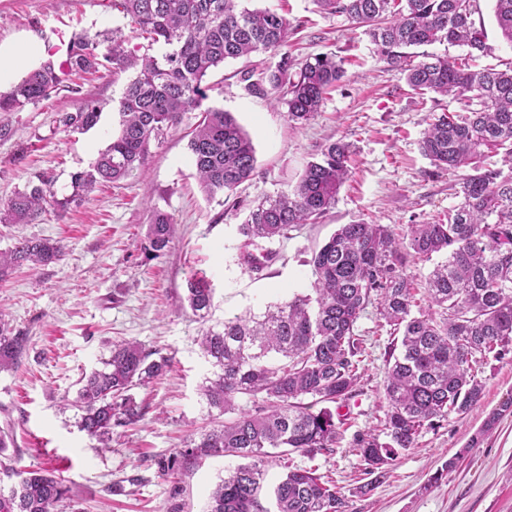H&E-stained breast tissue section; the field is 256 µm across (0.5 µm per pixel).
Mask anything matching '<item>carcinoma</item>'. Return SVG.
I'll use <instances>...</instances> for the list:
<instances>
[{"instance_id":"carcinoma-1","label":"carcinoma","mask_w":512,"mask_h":512,"mask_svg":"<svg viewBox=\"0 0 512 512\" xmlns=\"http://www.w3.org/2000/svg\"><path fill=\"white\" fill-rule=\"evenodd\" d=\"M244 0H111L125 23L88 32L68 42L66 59H48L0 94V114L22 112L50 99L63 83L64 71L81 75L103 70H134L118 103L119 132L92 167L71 176L72 193L56 198L48 180L18 191L0 205V223L35 219L49 206L66 207L99 183H114L140 170L150 143L176 127L183 115L202 110L188 147L196 176L209 197L228 195L256 169L255 149L234 116L202 108L210 86L208 73L228 60L279 52L280 61L261 80L280 93L288 121L303 126L319 111L325 95L345 76L342 62L316 55L295 74L288 44L291 23L271 9H249ZM324 11L345 15L366 28L381 57L405 74L420 93L467 96L466 114L442 113L423 133L421 149L440 170L469 169L456 192L460 202L447 221L410 224L398 239L383 224H342L312 253L311 292L224 320L199 339L203 357L214 367L200 394L225 415L224 423L190 439L186 448L163 462L161 472L185 469L198 459L232 456L243 460L229 471L210 496L209 512H269L262 505L266 467L274 458L299 451L314 457L336 445L338 424L332 406L352 395L360 378L364 348L356 325L376 306L390 335L384 380L386 410L382 443L372 432L355 438L366 473L383 474L399 452L414 447L425 428L452 412L469 411L482 396L474 365L502 357L512 345V67L480 68L478 57L491 51L474 19L477 0H314ZM502 37L512 43V0H494ZM148 41L147 52L126 48L129 38ZM466 46L468 56L422 54L413 49L433 44ZM161 54H150L154 46ZM101 116L93 99L83 100L59 123L70 131H88ZM503 151L502 167L484 165L487 152ZM350 146L329 143L307 163L289 191L248 208L238 225L244 237L240 264L260 273L275 259L270 248L288 231L313 224L328 212L348 181ZM167 214L155 210L145 250L163 254L173 237ZM408 250L421 261L435 254L437 264L424 286L428 309L413 312L415 283L399 270ZM63 246L49 239L21 240L0 253V281L25 262L49 265L61 260ZM213 289L203 277L187 283L185 302L205 318ZM28 337L11 328L0 313V372L15 368L26 353ZM171 359L136 340L112 347L104 368L80 379L76 404L80 429L103 447L112 429L141 417L129 391L167 372ZM251 400L241 408L237 399ZM311 402H303V398ZM323 407L316 408L317 404ZM17 477L0 492V512H52L65 495L53 470L9 469ZM275 512H346V500L332 480L313 469L293 468L273 488Z\"/></svg>"}]
</instances>
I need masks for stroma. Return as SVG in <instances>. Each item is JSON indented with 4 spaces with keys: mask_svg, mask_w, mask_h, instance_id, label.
I'll return each instance as SVG.
<instances>
[{
    "mask_svg": "<svg viewBox=\"0 0 512 512\" xmlns=\"http://www.w3.org/2000/svg\"><path fill=\"white\" fill-rule=\"evenodd\" d=\"M491 51L479 65H512V45L501 36L493 0H479ZM280 8L292 34L287 51L295 62L318 54L343 59L346 75L306 125L289 123L286 108L268 84L250 86L245 72L275 68L279 55L229 61L206 77L207 104L232 113L256 149L253 177L232 199L207 197L199 187L188 149L200 112L186 113L164 138L151 142L135 175L96 188L66 208H47L28 224L0 223V253L21 238H50L64 247L60 261L16 270L0 282V311L29 338L19 366L0 373V431L12 444L0 455V490L13 481L9 468H55L66 494L55 512H207L210 494L233 457H210L172 476L159 463L221 424L199 395L213 367L197 340L225 318L308 293L309 260L342 224H384L403 235L411 224L445 218L457 204L459 173L437 169L420 148L432 116L459 113L464 99L413 91L403 74L381 60L376 45L345 15L320 11L314 0H253ZM109 0H0V48L38 45L41 59L62 60L60 47L73 33L121 25ZM131 72L107 71L75 78L78 92L59 91L21 112L9 113L11 139L0 141V202L49 179L58 197L71 194V176L91 168L119 129L117 104ZM102 106L98 124L66 130L62 113L82 99ZM349 143L351 178L333 208L316 224L290 231L277 243V259L256 274L238 261V226L246 209L293 186L305 165L332 141ZM175 226L165 253L147 258L143 244L153 210ZM203 276L214 290L206 320L182 304L187 282ZM365 353L361 378L339 409L344 423L333 451L313 457L291 453L272 462L265 486L273 488L287 468L317 470L345 494L347 512H512V351L487 358L474 370L483 384L467 413L449 414L423 429L413 448L401 451L386 475L372 480L354 448L357 434L379 429L384 418L390 330L376 308L357 322ZM136 340L171 357L170 371L153 384L132 389L142 416L115 428L102 448L79 428L73 402L83 374L101 368L114 344ZM492 429H485V422ZM372 483L369 495L357 487Z\"/></svg>",
    "mask_w": 512,
    "mask_h": 512,
    "instance_id": "35a3bbf8",
    "label": "stroma"
}]
</instances>
